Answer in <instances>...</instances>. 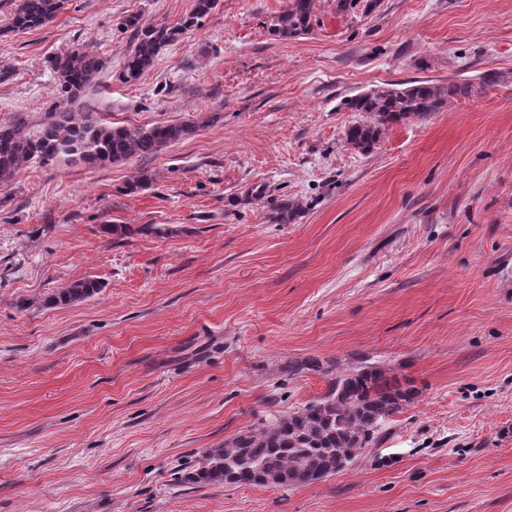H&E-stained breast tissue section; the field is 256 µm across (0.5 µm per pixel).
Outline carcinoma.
<instances>
[{"mask_svg":"<svg viewBox=\"0 0 512 512\" xmlns=\"http://www.w3.org/2000/svg\"><path fill=\"white\" fill-rule=\"evenodd\" d=\"M66 0H20L4 28L24 33L43 27L59 14ZM217 0H194L193 11L175 25L145 23L132 15L122 22L131 31L132 42L116 78L131 84L140 79L167 46L201 27L202 19ZM380 0H336V13L367 17ZM315 0H288L276 17L271 33L297 38L312 30ZM55 85L51 110L37 123L20 115L0 123V183L9 182L29 165L47 166L58 162L61 150L70 151L74 164L107 166L157 154L191 131L179 123L151 126H114L90 109L76 111L82 97L103 69V61L86 47H78L50 62ZM499 72L484 71L474 77L448 79L446 83L413 80L376 86L341 102V107L362 114L363 121L350 126L345 139L350 148L368 153L379 143L386 126L411 118L427 119L451 103L481 96L485 90L505 82ZM302 205L295 199L279 205L270 221L286 224L298 216ZM104 230L119 237L132 234L155 235L153 224L133 228L108 224ZM104 288L101 281L84 277L48 294L46 306H67L92 299ZM314 371L328 377L327 388L317 399L288 412L269 411L224 445L202 452L193 468L178 470L183 485H253L293 488L317 482L314 473L329 477L348 468L359 456L380 444L385 426L413 404L414 388L400 384L388 369L360 365L341 370L323 366L316 358L288 364L294 377Z\"/></svg>","mask_w":512,"mask_h":512,"instance_id":"cac0c4a2","label":"carcinoma"}]
</instances>
